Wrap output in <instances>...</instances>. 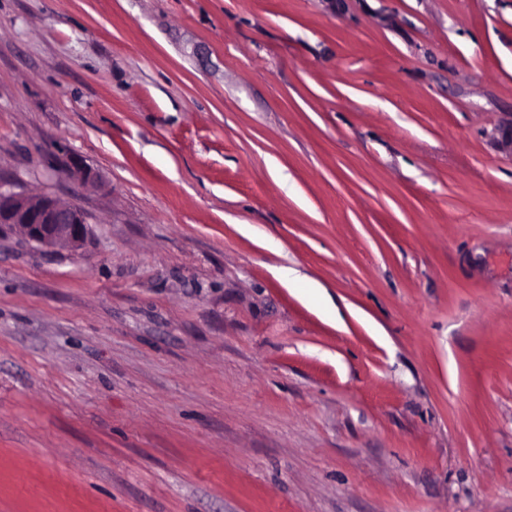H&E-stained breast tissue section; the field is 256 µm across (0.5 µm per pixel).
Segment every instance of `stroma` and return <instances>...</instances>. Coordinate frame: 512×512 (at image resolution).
Returning <instances> with one entry per match:
<instances>
[{
	"label": "stroma",
	"mask_w": 512,
	"mask_h": 512,
	"mask_svg": "<svg viewBox=\"0 0 512 512\" xmlns=\"http://www.w3.org/2000/svg\"><path fill=\"white\" fill-rule=\"evenodd\" d=\"M511 122L512 0H0V512H512ZM0 224L19 229L42 247L76 248L88 233L84 213L75 205L50 196H30L0 184Z\"/></svg>",
	"instance_id": "1"
}]
</instances>
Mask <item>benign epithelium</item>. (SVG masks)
Returning a JSON list of instances; mask_svg holds the SVG:
<instances>
[{"instance_id": "1", "label": "benign epithelium", "mask_w": 512, "mask_h": 512, "mask_svg": "<svg viewBox=\"0 0 512 512\" xmlns=\"http://www.w3.org/2000/svg\"><path fill=\"white\" fill-rule=\"evenodd\" d=\"M68 175L83 185L98 181L95 169L79 160L67 167ZM0 224L19 229L27 241L42 247L76 248L88 233L84 213L75 205L50 196H30L0 184Z\"/></svg>"}]
</instances>
